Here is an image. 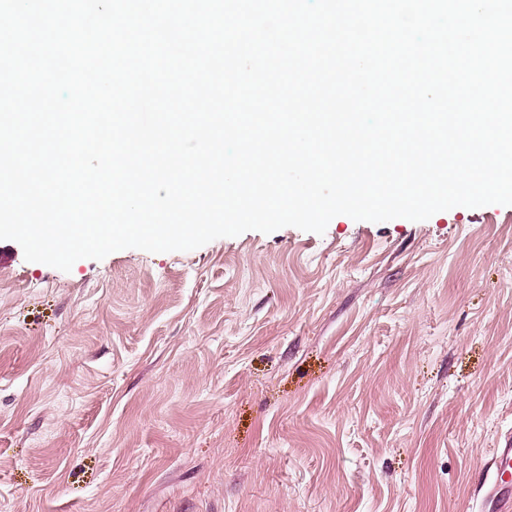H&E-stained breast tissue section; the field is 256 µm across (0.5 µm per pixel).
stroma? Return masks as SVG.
<instances>
[{
  "instance_id": "stroma-1",
  "label": "stroma",
  "mask_w": 512,
  "mask_h": 512,
  "mask_svg": "<svg viewBox=\"0 0 512 512\" xmlns=\"http://www.w3.org/2000/svg\"><path fill=\"white\" fill-rule=\"evenodd\" d=\"M512 206L113 252L0 240V512H479Z\"/></svg>"
}]
</instances>
